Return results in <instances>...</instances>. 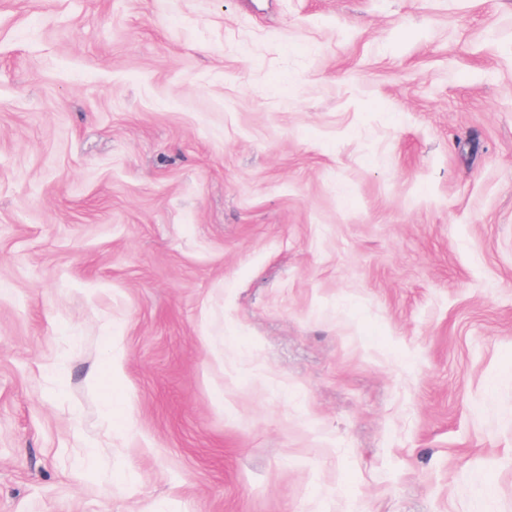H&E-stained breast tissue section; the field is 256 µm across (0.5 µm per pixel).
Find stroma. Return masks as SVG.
Returning a JSON list of instances; mask_svg holds the SVG:
<instances>
[{"label": "stroma", "instance_id": "35a3bbf8", "mask_svg": "<svg viewBox=\"0 0 512 512\" xmlns=\"http://www.w3.org/2000/svg\"><path fill=\"white\" fill-rule=\"evenodd\" d=\"M0 512H512V0H0Z\"/></svg>", "mask_w": 512, "mask_h": 512}]
</instances>
